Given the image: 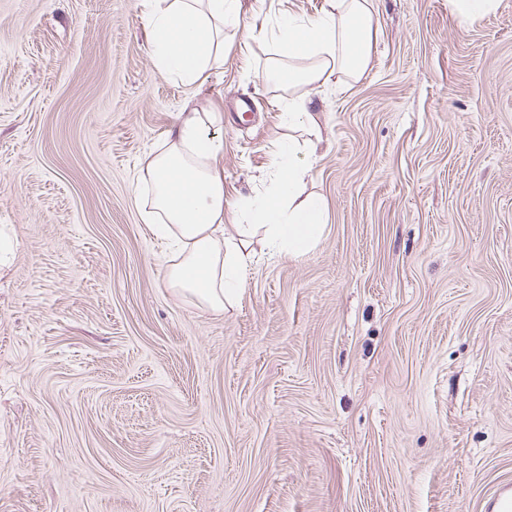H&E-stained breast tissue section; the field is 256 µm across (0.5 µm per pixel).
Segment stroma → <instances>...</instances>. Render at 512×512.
Masks as SVG:
<instances>
[{
	"mask_svg": "<svg viewBox=\"0 0 512 512\" xmlns=\"http://www.w3.org/2000/svg\"><path fill=\"white\" fill-rule=\"evenodd\" d=\"M202 86L159 73L140 0H0V512H491L512 486V0H373L364 76L313 92L315 249L257 260L224 313L169 288L135 202L185 102L224 197L289 131L283 16ZM255 107L238 120L241 101Z\"/></svg>",
	"mask_w": 512,
	"mask_h": 512,
	"instance_id": "obj_1",
	"label": "stroma"
}]
</instances>
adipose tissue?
<instances>
[{"label":"adipose tissue","instance_id":"ef3b65f1","mask_svg":"<svg viewBox=\"0 0 512 512\" xmlns=\"http://www.w3.org/2000/svg\"><path fill=\"white\" fill-rule=\"evenodd\" d=\"M157 69L187 84L203 81L224 62V33L239 31L241 0H142ZM379 28L371 0H326L321 16L283 23L276 41L278 61L266 81L291 89L281 119L303 140L282 144L265 193L245 203L251 223L224 225V142L213 135L210 113L183 109L166 139L141 168L136 202L145 220L171 239L180 259L168 284L199 306L223 311L248 286L254 254L250 238L271 253L295 257L315 248L325 227L326 203L302 189L323 143L312 101L298 87L329 85L336 73L361 78L370 63Z\"/></svg>","mask_w":512,"mask_h":512}]
</instances>
